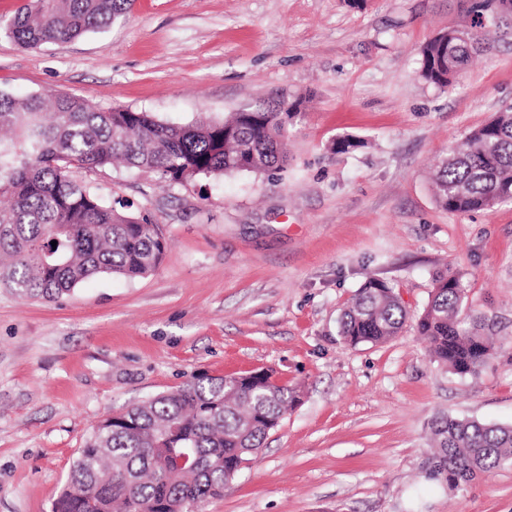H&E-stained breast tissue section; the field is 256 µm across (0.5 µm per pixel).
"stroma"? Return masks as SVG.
<instances>
[{"mask_svg": "<svg viewBox=\"0 0 512 512\" xmlns=\"http://www.w3.org/2000/svg\"><path fill=\"white\" fill-rule=\"evenodd\" d=\"M0 0V92L67 93L188 125L263 99L297 104L288 164L170 184L79 169L105 204L148 217L158 269L98 275L60 299L0 288V512H51L97 425L196 375L272 370L298 401L205 512H512V466L458 491L427 479L432 422L512 424V202L457 214L432 166L512 106V40L448 88L421 46L464 0H131L109 27L26 49ZM342 137L357 140L346 152ZM465 273L464 311L497 351L479 378L435 362L415 324L434 278ZM371 278L406 312L356 346L338 318Z\"/></svg>", "mask_w": 512, "mask_h": 512, "instance_id": "stroma-1", "label": "stroma"}]
</instances>
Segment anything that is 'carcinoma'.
<instances>
[{"instance_id": "carcinoma-1", "label": "carcinoma", "mask_w": 512, "mask_h": 512, "mask_svg": "<svg viewBox=\"0 0 512 512\" xmlns=\"http://www.w3.org/2000/svg\"><path fill=\"white\" fill-rule=\"evenodd\" d=\"M130 0H28L7 24L23 48L72 41L124 14ZM470 23L436 34L421 48V77L452 86L487 34L512 33V0H468ZM296 115L286 101L258 102L221 121L171 125L146 112L105 111L69 94H0V284L19 297L59 298L108 274L138 278L161 264L157 225L105 204L72 172L121 164L169 183L199 175L265 174L288 162L284 139ZM435 199L458 214L491 212L512 197V107L470 131L433 175ZM57 246H52V242ZM468 281L435 279L417 333L433 358L458 376L478 377L494 355L479 315L461 317ZM406 310L393 286L368 279L344 310L340 336L350 345L397 335ZM295 398L269 371L250 385L196 376L178 389L128 408L94 429L53 512H154L169 500L202 503L224 494V475L262 448ZM438 460L430 476L460 490L477 474L512 465V425L439 417ZM177 448L192 449L182 463ZM224 459L215 469L212 461Z\"/></svg>"}]
</instances>
